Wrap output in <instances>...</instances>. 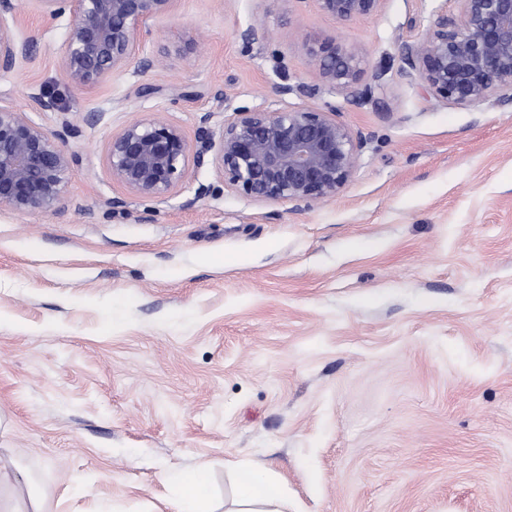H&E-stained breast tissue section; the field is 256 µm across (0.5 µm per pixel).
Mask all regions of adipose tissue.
<instances>
[{"label":"adipose tissue","mask_w":512,"mask_h":512,"mask_svg":"<svg viewBox=\"0 0 512 512\" xmlns=\"http://www.w3.org/2000/svg\"><path fill=\"white\" fill-rule=\"evenodd\" d=\"M162 481L172 495L175 512H207L209 487L203 468L168 471ZM282 489L267 466L254 464L239 477L226 512H287Z\"/></svg>","instance_id":"1"}]
</instances>
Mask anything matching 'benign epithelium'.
<instances>
[{
  "label": "benign epithelium",
  "instance_id": "7a95c632",
  "mask_svg": "<svg viewBox=\"0 0 512 512\" xmlns=\"http://www.w3.org/2000/svg\"><path fill=\"white\" fill-rule=\"evenodd\" d=\"M174 0H0V68L30 59L32 43L18 33L30 4L56 17L69 13L60 65L67 84L90 89L130 67L141 27L168 15ZM341 23L378 13L384 0H315ZM439 8L427 32L401 42L402 72L420 93L444 105L479 108L512 103V0H455ZM321 83L344 98L360 94L363 58L354 47H306ZM44 92L17 107L0 101V208L18 214L52 210L77 164L64 146L74 134L65 120L49 132L27 113L53 111ZM334 105L235 108L218 140L199 131L191 141L164 112L126 124L109 139L106 171L124 190L147 198L174 192L193 169L211 162L224 184L258 202L306 206L338 196L353 175L360 135L336 120Z\"/></svg>",
  "mask_w": 512,
  "mask_h": 512
}]
</instances>
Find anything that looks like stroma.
Instances as JSON below:
<instances>
[{
    "label": "stroma",
    "instance_id": "obj_1",
    "mask_svg": "<svg viewBox=\"0 0 512 512\" xmlns=\"http://www.w3.org/2000/svg\"><path fill=\"white\" fill-rule=\"evenodd\" d=\"M437 6L176 0L136 41L155 68L93 89L63 78L68 16H24L0 100L54 95L30 118L77 125L79 163L56 211L0 209L1 495L171 512L161 473L202 466L224 512L229 463L259 462L288 512H512V103L438 106L401 75ZM329 42L372 89L337 115L363 139L337 197L257 202L210 164L164 199L107 174L112 133L158 109L192 138L225 105L300 103L278 88L318 87L305 47ZM318 10L341 23L378 13L384 0H315Z\"/></svg>",
    "mask_w": 512,
    "mask_h": 512
}]
</instances>
